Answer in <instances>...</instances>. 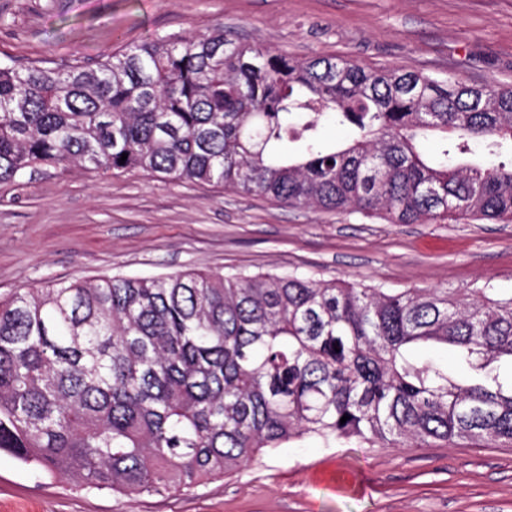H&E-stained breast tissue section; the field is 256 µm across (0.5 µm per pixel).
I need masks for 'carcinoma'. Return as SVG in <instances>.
<instances>
[{"instance_id": "cac0c4a2", "label": "carcinoma", "mask_w": 512, "mask_h": 512, "mask_svg": "<svg viewBox=\"0 0 512 512\" xmlns=\"http://www.w3.org/2000/svg\"><path fill=\"white\" fill-rule=\"evenodd\" d=\"M333 115L350 140H323ZM438 134L429 158L420 144ZM512 86L199 37L0 64V183L41 165L222 184L391 224L512 220ZM126 161H120L122 154ZM452 348L464 374L418 360ZM512 296L296 274L72 281L0 298V451L88 490L189 491L305 438L512 445ZM348 415L345 423L340 419Z\"/></svg>"}]
</instances>
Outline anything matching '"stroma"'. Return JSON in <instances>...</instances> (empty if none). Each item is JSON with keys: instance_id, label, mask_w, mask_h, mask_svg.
<instances>
[{"instance_id": "stroma-1", "label": "stroma", "mask_w": 512, "mask_h": 512, "mask_svg": "<svg viewBox=\"0 0 512 512\" xmlns=\"http://www.w3.org/2000/svg\"><path fill=\"white\" fill-rule=\"evenodd\" d=\"M295 59L512 86V0H0V62L64 67L214 25ZM294 273L512 295V222L391 224L216 184L45 166L0 184V296L108 276ZM0 512H512V446L312 438L187 492L124 497L0 452Z\"/></svg>"}]
</instances>
